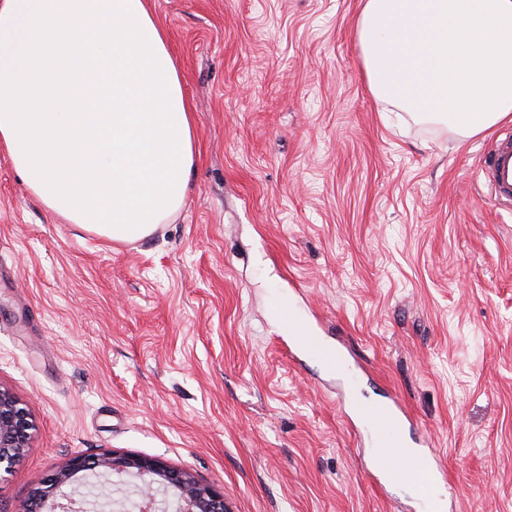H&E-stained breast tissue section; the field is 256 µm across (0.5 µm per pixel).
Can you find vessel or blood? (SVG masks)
<instances>
[{
    "instance_id": "b4317fda",
    "label": "vessel or blood",
    "mask_w": 512,
    "mask_h": 512,
    "mask_svg": "<svg viewBox=\"0 0 512 512\" xmlns=\"http://www.w3.org/2000/svg\"><path fill=\"white\" fill-rule=\"evenodd\" d=\"M483 181L488 199L496 206L512 207V134L496 141L486 156L483 166ZM297 345L312 357L332 363L339 355L335 348L317 336L301 335ZM404 412L399 404H375L366 407L363 418L375 431L388 432L379 455L381 484H391L402 480L415 482L423 489H431L433 484L444 477V468L437 458L412 456L406 440L399 430Z\"/></svg>"
}]
</instances>
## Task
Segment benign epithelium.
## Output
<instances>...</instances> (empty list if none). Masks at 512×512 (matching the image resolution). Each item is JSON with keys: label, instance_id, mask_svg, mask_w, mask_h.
<instances>
[{"label": "benign epithelium", "instance_id": "benign-epithelium-1", "mask_svg": "<svg viewBox=\"0 0 512 512\" xmlns=\"http://www.w3.org/2000/svg\"><path fill=\"white\" fill-rule=\"evenodd\" d=\"M35 423L27 405L10 390L0 386V471L8 472L30 449ZM109 480L112 475L141 481L136 492L138 512H159L154 485L178 492L177 512H228L224 491L199 483L189 473L169 467L159 458L101 453L79 456L68 461L56 476L38 483L22 512H88L90 501L83 492L57 500L54 490L78 474Z\"/></svg>", "mask_w": 512, "mask_h": 512}]
</instances>
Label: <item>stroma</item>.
Wrapping results in <instances>:
<instances>
[{"label":"stroma","instance_id":"stroma-1","mask_svg":"<svg viewBox=\"0 0 512 512\" xmlns=\"http://www.w3.org/2000/svg\"><path fill=\"white\" fill-rule=\"evenodd\" d=\"M363 0H148L192 111L181 212L115 242L66 223L0 152V386L36 427L0 476L20 512L71 458L157 457L229 512H433L378 487L360 415L397 398L455 512H512V210L463 138L387 111ZM340 348L289 355L272 309Z\"/></svg>","mask_w":512,"mask_h":512}]
</instances>
